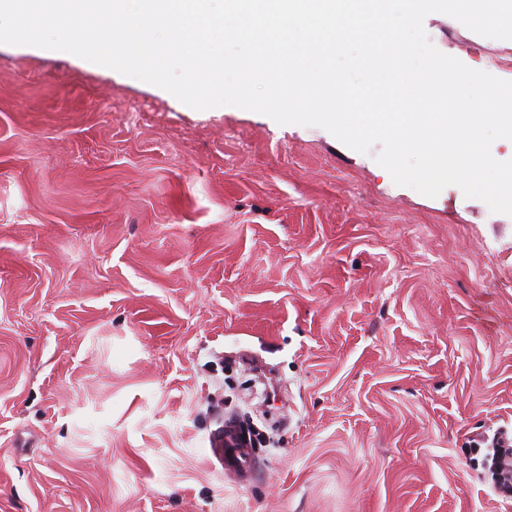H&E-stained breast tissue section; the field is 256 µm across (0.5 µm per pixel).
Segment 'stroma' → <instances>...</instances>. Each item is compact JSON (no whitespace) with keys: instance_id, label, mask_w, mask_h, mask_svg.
<instances>
[{"instance_id":"stroma-1","label":"stroma","mask_w":512,"mask_h":512,"mask_svg":"<svg viewBox=\"0 0 512 512\" xmlns=\"http://www.w3.org/2000/svg\"><path fill=\"white\" fill-rule=\"evenodd\" d=\"M512 81V40L429 14ZM288 418L248 477L225 358ZM512 216L318 126L0 44V512H512ZM213 454L226 464L239 472H248L251 467V452L247 445L243 444L238 437L233 425L226 424L224 433L221 432L219 439H213ZM224 447V448H223Z\"/></svg>"}]
</instances>
